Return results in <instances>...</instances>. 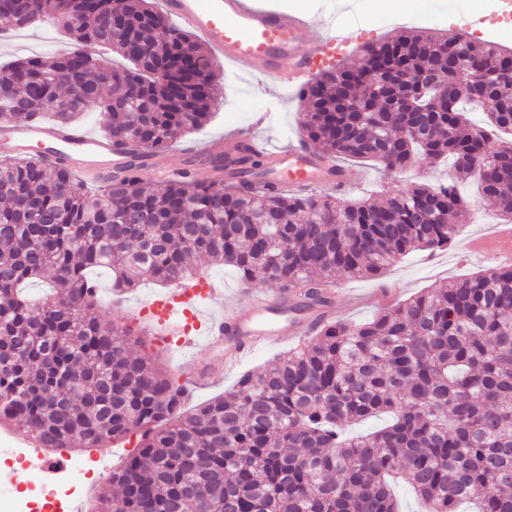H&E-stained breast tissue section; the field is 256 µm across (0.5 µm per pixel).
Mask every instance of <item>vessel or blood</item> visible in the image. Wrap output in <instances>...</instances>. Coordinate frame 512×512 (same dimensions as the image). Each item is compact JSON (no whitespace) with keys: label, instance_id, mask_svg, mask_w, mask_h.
I'll return each mask as SVG.
<instances>
[{"label":"vessel or blood","instance_id":"obj_1","mask_svg":"<svg viewBox=\"0 0 512 512\" xmlns=\"http://www.w3.org/2000/svg\"><path fill=\"white\" fill-rule=\"evenodd\" d=\"M162 4L182 27L201 37L214 57L283 87H305L335 57L336 31L331 21L321 17L262 8L255 0H162ZM303 35L309 42L305 49L298 44ZM0 151L19 160L41 152L49 161L102 179L119 171L152 177L161 164L157 157L132 161L115 150L111 140L84 128L48 123L0 126ZM209 152L265 159L272 172L263 184L273 190L302 193L328 178L342 188L358 177L352 170L337 171L333 160L304 146L271 149L249 133L213 143ZM223 296V284L207 278L199 285L183 283L169 289L144 310L169 326L181 346L201 344L209 353L223 355L228 369L284 340L288 328L282 319L297 301L294 292L281 288L258 296L245 288L233 304L212 310L211 302Z\"/></svg>","mask_w":512,"mask_h":512}]
</instances>
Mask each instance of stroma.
<instances>
[{"mask_svg": "<svg viewBox=\"0 0 512 512\" xmlns=\"http://www.w3.org/2000/svg\"><path fill=\"white\" fill-rule=\"evenodd\" d=\"M309 8L313 11L325 8L334 13L336 29L344 38L336 59L343 63L357 59L358 51L364 44L380 42L414 28L434 32L462 31L464 29L460 18L468 12L480 13L485 19L482 29L467 32L469 38L492 41L502 48L512 49V24L498 16L493 0H434L435 14L425 19L411 14L397 16L392 13L387 0H311ZM76 47V42L57 26L43 22L15 31L13 38L0 39V64L20 56L40 55L48 58ZM218 69V94L224 105L213 111L203 128L185 135L175 147L165 152L163 160L169 167L182 166V148L191 146L203 149L212 142L226 140L237 130L249 126L253 112L270 107L272 87L265 82L242 76L231 65L222 63ZM299 110V105L284 102L275 111L271 126L259 131V138L276 147H284L300 139ZM348 165L362 173L361 181L345 189L344 196L348 199L369 196L381 199L416 184L435 185L448 179L447 164L436 165L423 158L400 171L384 170L367 159H352ZM494 265L493 259L482 254L474 255L469 263L461 264L449 250L416 251L389 267L379 277L337 279L332 303L334 316L340 320L366 321L381 310L380 304L373 299L378 290H390L393 303L398 304L446 284L449 280L466 277ZM96 283L103 291L99 309L101 321L115 322L130 329L133 336L141 340L137 347L140 354L151 358L156 365L167 368L180 381H187L195 357L203 356L204 348L191 352L180 348L163 334H146L145 320L137 314L142 303L161 294V287L144 277L137 288L118 294L112 292L111 279L105 272L97 274ZM295 346V340H284L257 352L245 360L238 371L229 374L225 373L223 362L213 360V370L223 375V382L189 393L186 407H195L214 396L224 394L235 385L241 374L272 366L279 359L287 357ZM139 442L140 434L134 430L112 447L81 449V456L98 460L100 468L99 476L84 483L81 489L78 496L81 512H91L96 495L105 485L106 476L138 448Z\"/></svg>", "mask_w": 512, "mask_h": 512, "instance_id": "obj_1", "label": "stroma"}]
</instances>
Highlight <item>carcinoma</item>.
<instances>
[{
  "label": "carcinoma",
  "instance_id": "carcinoma-1",
  "mask_svg": "<svg viewBox=\"0 0 512 512\" xmlns=\"http://www.w3.org/2000/svg\"><path fill=\"white\" fill-rule=\"evenodd\" d=\"M153 0H0L13 28L44 18L84 50L0 65V123L62 124L93 112L134 155L166 151L216 106L217 64ZM468 61L459 71L456 58ZM76 81L84 95L61 92ZM438 82L447 98L430 106ZM141 88L128 99L123 85ZM300 127L323 154L398 169L426 157L453 174L380 201L267 192L237 177L256 157L217 159L220 174L162 186L132 174L87 193L40 158L0 160V424L41 448H99L142 431L97 512H399L392 480L424 512H512V266L453 280L362 323L328 319L272 367L190 411L169 371L131 353L130 333L99 317L91 274L112 288L145 275L174 284L205 260L251 286L296 288L329 304L336 276L377 277L417 250L443 249L472 203L458 180L512 223V52L459 34L407 32L362 47L355 65L303 92ZM480 110L483 125L469 112ZM53 272L43 302L22 286ZM392 415L383 428L345 427Z\"/></svg>",
  "mask_w": 512,
  "mask_h": 512
}]
</instances>
